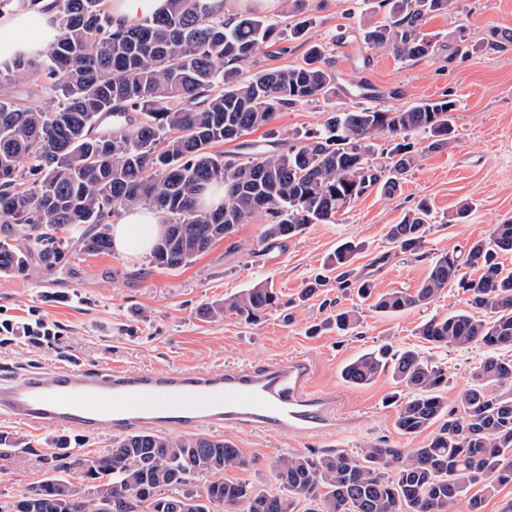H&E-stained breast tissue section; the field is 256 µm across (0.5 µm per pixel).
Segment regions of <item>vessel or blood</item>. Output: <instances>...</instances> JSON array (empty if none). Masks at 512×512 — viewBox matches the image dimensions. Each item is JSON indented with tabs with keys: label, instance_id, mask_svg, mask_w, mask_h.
Returning a JSON list of instances; mask_svg holds the SVG:
<instances>
[{
	"label": "vessel or blood",
	"instance_id": "1",
	"mask_svg": "<svg viewBox=\"0 0 512 512\" xmlns=\"http://www.w3.org/2000/svg\"><path fill=\"white\" fill-rule=\"evenodd\" d=\"M0 413L38 431L93 435L160 431L254 430L297 440L340 428L335 395L314 390L302 358L259 368L113 371L106 380L64 366L47 378L24 376L0 385Z\"/></svg>",
	"mask_w": 512,
	"mask_h": 512
}]
</instances>
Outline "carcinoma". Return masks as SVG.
Wrapping results in <instances>:
<instances>
[{"instance_id": "1", "label": "carcinoma", "mask_w": 512, "mask_h": 512, "mask_svg": "<svg viewBox=\"0 0 512 512\" xmlns=\"http://www.w3.org/2000/svg\"><path fill=\"white\" fill-rule=\"evenodd\" d=\"M168 2L165 14L114 31L104 0H52L53 48L0 65V223L22 242L0 241V273L22 275L34 258L54 269L65 258L68 232L79 233L85 253L106 254L109 220L137 205L172 216L153 250L157 267L189 263L257 216L265 220L262 241L275 244L308 224L335 222L375 186L395 193L424 153L455 141L457 102L446 95L407 109L332 107L298 143L252 144L242 163L216 146L271 124L288 108L336 95L326 50L314 45L298 66L246 76L242 66L279 38L274 24L252 9L229 23L200 0ZM375 3L390 22L368 28L365 42L416 60L434 47L421 21L451 11L455 0ZM42 8L43 0H0V14ZM21 79L28 84L24 103L12 95ZM45 91L57 99L49 109L36 104ZM415 133L425 134L428 145L413 142ZM379 134L394 143L382 162L372 143ZM213 183L224 184V202L203 208L199 196ZM428 216L426 203H419L389 226V241L416 260L424 257ZM355 251L348 243L336 249V284L374 298L380 313L427 306L450 286L468 295L470 311L431 317L415 331L436 348L485 349L456 406L442 396L445 370L414 350L383 345L341 371L353 386L391 371L408 390L395 420L400 433L417 437L434 428L421 446L284 457L271 492L225 478L249 462L213 436L139 432L92 458L72 452L60 436L47 476L11 503L10 512H97L101 501L112 512H453L458 497L478 484L469 509L482 512L486 496L512 483V356L499 355L512 350V273L499 262L512 252V222L433 257L412 292L376 293L373 280L352 275ZM468 267L481 271L479 277L464 272ZM278 302L273 288L258 284L211 303L205 314L255 323ZM358 322L352 310H338L330 320L339 332Z\"/></svg>"}]
</instances>
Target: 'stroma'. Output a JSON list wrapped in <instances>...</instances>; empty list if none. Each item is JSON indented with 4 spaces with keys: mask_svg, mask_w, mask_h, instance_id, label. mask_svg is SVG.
<instances>
[{
    "mask_svg": "<svg viewBox=\"0 0 512 512\" xmlns=\"http://www.w3.org/2000/svg\"><path fill=\"white\" fill-rule=\"evenodd\" d=\"M457 3L452 13L427 16L424 30L435 49L410 61L366 48V26L385 17L369 0H281L266 11L283 37L263 46L248 70L293 66L310 45H324L336 73L337 107L362 104L386 111L445 94L456 98L453 148L426 155L395 194L373 189L335 223L306 225L271 247L262 244L264 223L255 219L175 270L156 267L147 254L135 259L116 251L89 255L74 238L54 270L35 265L25 277L1 275L0 321L36 314L56 324L60 336L39 349L21 339L0 344V381L45 376L71 365L135 373L153 367H256L300 356L312 367L313 386L335 392L343 426L305 441L285 434L224 433V440L249 461L248 467L227 471V478L271 490L276 461L289 455L355 453L369 445L419 447L421 438L399 433L396 408L385 401L396 389L391 376L355 387L343 381L341 369L388 341L441 365L448 373L444 397L455 402L469 386L483 349H434L414 331L430 317L465 309L464 295L450 288L429 307L396 316L379 314L355 293L331 286L303 303L297 297L324 274L328 257L343 242L360 248L355 275L370 277L382 292L410 291L423 281L431 257L485 238L492 225L512 220V0ZM297 25L302 31L296 35L292 29ZM325 109L321 102L296 105L242 141L224 143L223 149L246 159V143L304 135L319 127ZM422 200L431 208V230L427 256L418 261L400 254L386 233ZM467 203L471 212L458 218ZM258 283L272 286L282 302L258 324L199 315L203 305ZM339 308L357 311V335L324 328ZM1 432L20 441L10 459L0 463V506H5L45 478L44 458L62 434L31 431L0 414Z\"/></svg>",
    "mask_w": 512,
    "mask_h": 512,
    "instance_id": "35a3bbf8",
    "label": "stroma"
}]
</instances>
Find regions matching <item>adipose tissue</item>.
Instances as JSON below:
<instances>
[{
    "label": "adipose tissue",
    "instance_id": "ef3b65f1",
    "mask_svg": "<svg viewBox=\"0 0 512 512\" xmlns=\"http://www.w3.org/2000/svg\"><path fill=\"white\" fill-rule=\"evenodd\" d=\"M115 28L128 29L143 19L163 12L167 0H107ZM58 34L53 11L23 12L0 16V63L47 51ZM167 214L149 207H134L112 219L113 248L127 256L150 251L164 231Z\"/></svg>",
    "mask_w": 512,
    "mask_h": 512
}]
</instances>
